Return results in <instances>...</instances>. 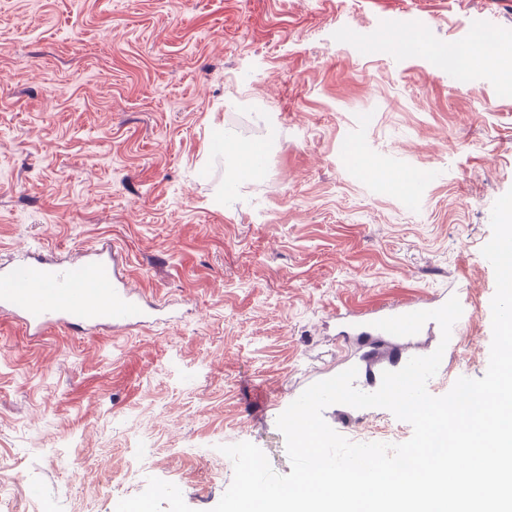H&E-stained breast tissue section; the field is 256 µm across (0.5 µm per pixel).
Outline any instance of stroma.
<instances>
[{"label": "stroma", "instance_id": "1", "mask_svg": "<svg viewBox=\"0 0 512 512\" xmlns=\"http://www.w3.org/2000/svg\"><path fill=\"white\" fill-rule=\"evenodd\" d=\"M491 26L512 48V0H0V265L108 244L160 307L91 335L0 314V512H211L245 441L290 473L276 400L340 362L346 308L456 294L429 392L483 377L512 75L444 52ZM222 138L265 142L261 174ZM252 143L247 145H230L225 148L226 164L242 178L253 177L259 171L253 166Z\"/></svg>", "mask_w": 512, "mask_h": 512}]
</instances>
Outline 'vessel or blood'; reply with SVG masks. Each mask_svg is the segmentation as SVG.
Listing matches in <instances>:
<instances>
[{
	"mask_svg": "<svg viewBox=\"0 0 512 512\" xmlns=\"http://www.w3.org/2000/svg\"><path fill=\"white\" fill-rule=\"evenodd\" d=\"M91 277L99 279L98 288H85V281ZM446 301L443 295L429 301L394 300L339 314L341 340L356 346L355 357L345 360V367L360 362L381 366L385 371L400 370L407 363L409 339L376 328V321L435 310ZM152 311V305L143 303L129 287L107 247L88 251L79 262L65 264L36 256L0 268V312L18 318L32 335L53 327H135L147 323Z\"/></svg>",
	"mask_w": 512,
	"mask_h": 512,
	"instance_id": "obj_1",
	"label": "vessel or blood"
}]
</instances>
